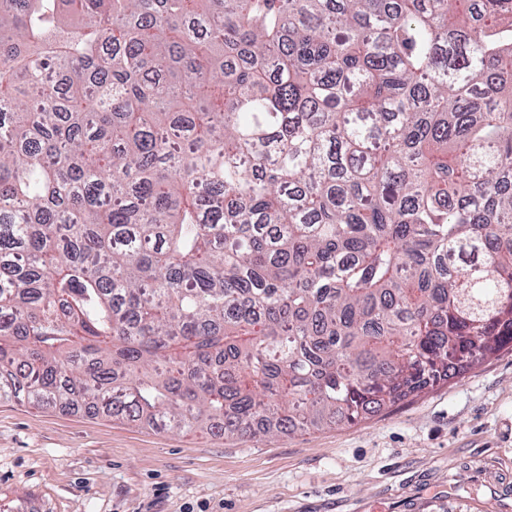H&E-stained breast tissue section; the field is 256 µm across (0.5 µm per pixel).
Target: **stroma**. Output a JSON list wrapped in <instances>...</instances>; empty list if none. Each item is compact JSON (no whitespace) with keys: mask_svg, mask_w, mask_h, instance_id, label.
I'll return each instance as SVG.
<instances>
[{"mask_svg":"<svg viewBox=\"0 0 512 512\" xmlns=\"http://www.w3.org/2000/svg\"><path fill=\"white\" fill-rule=\"evenodd\" d=\"M512 512V351L351 425L251 439L0 400V512Z\"/></svg>","mask_w":512,"mask_h":512,"instance_id":"35a3bbf8","label":"stroma"}]
</instances>
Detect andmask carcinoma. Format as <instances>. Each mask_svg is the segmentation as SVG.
Here are the masks:
<instances>
[{
  "instance_id": "obj_1",
  "label": "carcinoma",
  "mask_w": 512,
  "mask_h": 512,
  "mask_svg": "<svg viewBox=\"0 0 512 512\" xmlns=\"http://www.w3.org/2000/svg\"><path fill=\"white\" fill-rule=\"evenodd\" d=\"M512 346V0H0V398L354 423Z\"/></svg>"
}]
</instances>
